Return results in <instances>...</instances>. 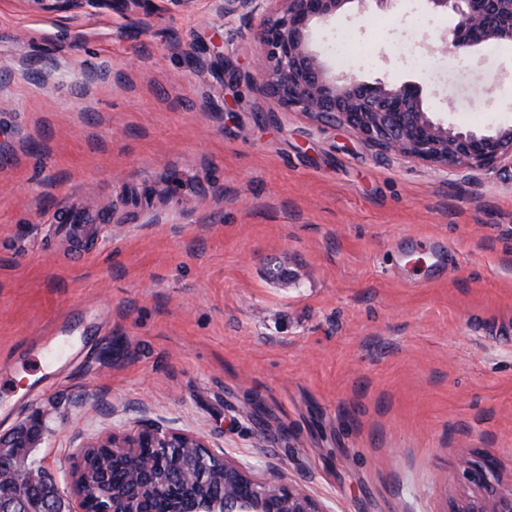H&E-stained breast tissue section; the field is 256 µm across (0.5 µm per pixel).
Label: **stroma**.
<instances>
[{
  "label": "stroma",
  "mask_w": 512,
  "mask_h": 512,
  "mask_svg": "<svg viewBox=\"0 0 512 512\" xmlns=\"http://www.w3.org/2000/svg\"><path fill=\"white\" fill-rule=\"evenodd\" d=\"M388 17L337 18L357 79L512 124V42L432 54L451 17ZM255 29L211 0H0V434L41 411L31 456L63 490L81 442L144 421L330 512H444L463 452L512 483V169L435 170L277 108ZM78 203L106 221L76 251L53 219Z\"/></svg>",
  "instance_id": "stroma-1"
}]
</instances>
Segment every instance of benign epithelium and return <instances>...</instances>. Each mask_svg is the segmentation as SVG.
<instances>
[{
    "label": "benign epithelium",
    "instance_id": "benign-epithelium-1",
    "mask_svg": "<svg viewBox=\"0 0 512 512\" xmlns=\"http://www.w3.org/2000/svg\"><path fill=\"white\" fill-rule=\"evenodd\" d=\"M86 0H29L46 12L75 11ZM215 12L260 17L261 54L255 68L274 103L317 121L353 129L361 141L386 155L417 159L438 169L512 168V125L463 129L427 105L423 89L384 77L372 83L336 73L329 50L316 34L348 6L362 16L391 10L395 0H212ZM431 11L453 18L436 36L437 49L467 55L493 42L512 40V0H427ZM32 414L8 437H0V512H330L277 466L265 471L245 464L204 435L163 422L94 438L74 454L69 490L44 495L31 509L21 491L47 475L42 462L23 464L15 448L41 439ZM105 449L110 463L87 475L93 452ZM457 479L470 495L449 512H512V488L499 489L495 462L463 452Z\"/></svg>",
    "mask_w": 512,
    "mask_h": 512
}]
</instances>
